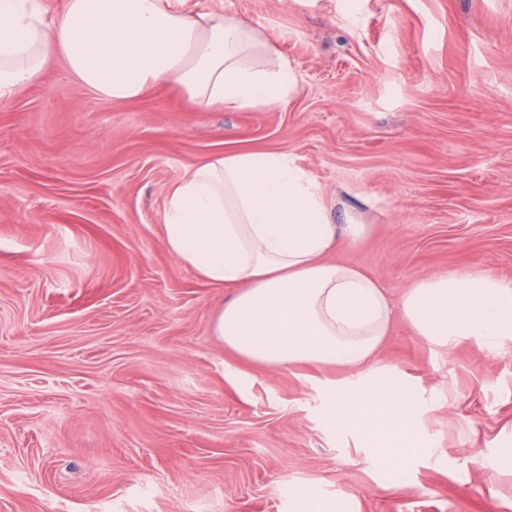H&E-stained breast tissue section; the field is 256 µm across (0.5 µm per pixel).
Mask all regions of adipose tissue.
Masks as SVG:
<instances>
[{
  "label": "adipose tissue",
  "instance_id": "1",
  "mask_svg": "<svg viewBox=\"0 0 512 512\" xmlns=\"http://www.w3.org/2000/svg\"><path fill=\"white\" fill-rule=\"evenodd\" d=\"M54 52L115 101L170 86L198 112L248 110L282 103L297 87L287 56L239 16L175 0H66L50 19L39 0H0V99L36 80ZM367 231L350 215L334 221L320 186L285 153H216L175 182L165 203L168 250L203 282L234 288L214 333L246 360L369 372L399 317L442 347L512 344V281L487 271L432 275L392 305L365 271L328 258ZM328 422L378 446L417 434L410 402L385 380L339 395Z\"/></svg>",
  "mask_w": 512,
  "mask_h": 512
}]
</instances>
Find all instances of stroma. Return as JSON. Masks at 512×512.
I'll list each match as a JSON object with an SVG mask.
<instances>
[{
	"label": "stroma",
	"instance_id": "stroma-1",
	"mask_svg": "<svg viewBox=\"0 0 512 512\" xmlns=\"http://www.w3.org/2000/svg\"><path fill=\"white\" fill-rule=\"evenodd\" d=\"M252 21L287 102L113 101L61 56L0 101V512H512V350L447 349L396 318L378 376L419 439L393 479L327 421L345 369H270L214 334L231 294L164 242L169 188L218 152L286 153L338 259L392 303L474 269L512 281V0H180Z\"/></svg>",
	"mask_w": 512,
	"mask_h": 512
}]
</instances>
